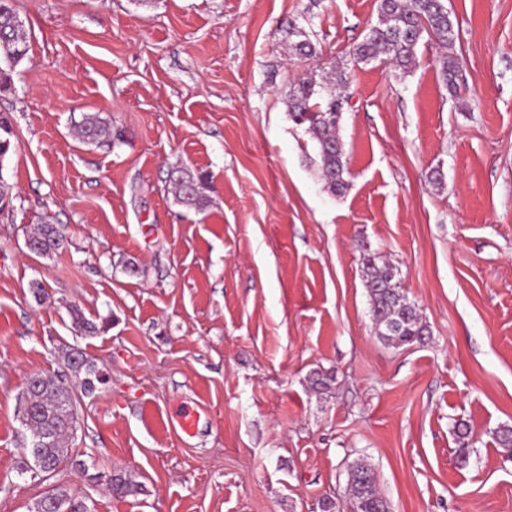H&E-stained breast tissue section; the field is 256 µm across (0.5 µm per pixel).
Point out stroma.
<instances>
[{"label": "stroma", "instance_id": "stroma-1", "mask_svg": "<svg viewBox=\"0 0 512 512\" xmlns=\"http://www.w3.org/2000/svg\"><path fill=\"white\" fill-rule=\"evenodd\" d=\"M9 4L29 51L0 90V512L56 482L95 512H352L360 462L388 512H512V0H447L454 45H421L405 76L349 54L377 0ZM292 22L318 59L289 58ZM333 66L352 93L336 195L286 103L292 77ZM88 115L110 145L79 139ZM178 166L204 175L205 210L175 203ZM40 224L63 250L28 251ZM367 255L424 340L376 335ZM73 348L110 381L82 397L59 480L35 478L18 397L35 373L72 383ZM187 404L189 439L171 425ZM114 474L140 493L113 496Z\"/></svg>", "mask_w": 512, "mask_h": 512}]
</instances>
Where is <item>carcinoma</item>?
<instances>
[{
    "mask_svg": "<svg viewBox=\"0 0 512 512\" xmlns=\"http://www.w3.org/2000/svg\"><path fill=\"white\" fill-rule=\"evenodd\" d=\"M377 12V24L352 49L353 59L358 62L381 58L405 75L416 65L422 44L436 42L448 47L455 40L454 22L445 0H378ZM288 33L299 37V41L290 45L293 55L305 60L317 55L315 44L304 30L291 23ZM1 42L12 50L4 57L10 63L22 60L28 53L27 33L17 22L8 0H0ZM442 76L448 89L457 92L455 61L443 60ZM346 87L344 72L336 69L319 80L306 75L293 81L287 96L289 115L296 124L305 126L316 149L320 178L333 194L348 187V169L337 132L344 106L349 102ZM12 136L11 123L0 114V160L9 152ZM111 136L109 126L98 117L85 118L82 128L85 141L106 145ZM171 181L177 203L197 210L207 205L208 199L202 192L203 177L177 167L171 173ZM28 242L37 256H50L64 247L62 235L52 224L38 225ZM363 272L378 335L392 345L420 340L425 335V326L417 308L395 281L393 268L369 256L363 259ZM64 359L73 377L78 379L80 392H74L53 377L37 374L31 379L32 387L25 389V396L21 397L18 421L31 437V443L24 446L23 473L53 477L60 472L68 455L66 440L76 431L80 396L92 394L98 386L107 383L102 371L85 355L70 350ZM107 483L112 493L122 497L139 491L137 484L121 476H112ZM349 485L354 512H388L376 488L375 473L368 465L360 463L351 469ZM34 512H95V508L87 503V498L58 485L35 503Z\"/></svg>",
    "mask_w": 512,
    "mask_h": 512,
    "instance_id": "1",
    "label": "carcinoma"
}]
</instances>
